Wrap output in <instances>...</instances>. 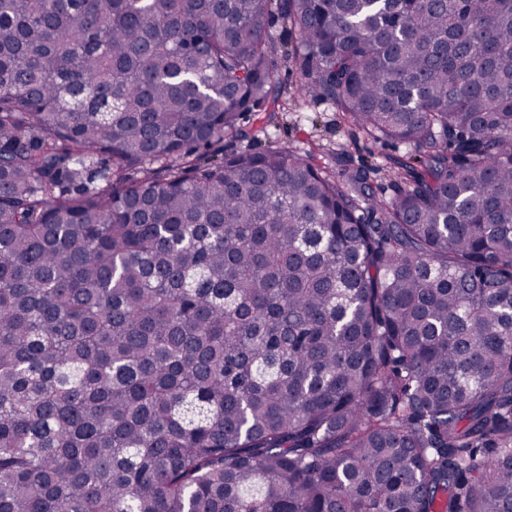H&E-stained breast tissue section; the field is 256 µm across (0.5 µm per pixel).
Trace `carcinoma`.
<instances>
[{
	"label": "carcinoma",
	"mask_w": 512,
	"mask_h": 512,
	"mask_svg": "<svg viewBox=\"0 0 512 512\" xmlns=\"http://www.w3.org/2000/svg\"><path fill=\"white\" fill-rule=\"evenodd\" d=\"M0 512H512V0H0ZM264 33L280 47L276 57L277 77L283 93L268 108V111H274L275 117L268 119L270 112L252 116L247 126L255 138L240 139L229 134L220 144L221 152L242 153L282 147L300 152L321 169L336 166V155L341 154L350 166L375 168L371 176L377 186L376 194L383 199L390 198L393 190L386 167L391 158L404 154L409 147L375 141L358 131L342 112H337L327 102L306 97L300 89L299 76L291 70L284 56L290 53L293 45L285 25L270 19L265 24Z\"/></svg>",
	"instance_id": "cac0c4a2"
}]
</instances>
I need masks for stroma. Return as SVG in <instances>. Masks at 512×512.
Wrapping results in <instances>:
<instances>
[{
  "label": "stroma",
  "instance_id": "stroma-1",
  "mask_svg": "<svg viewBox=\"0 0 512 512\" xmlns=\"http://www.w3.org/2000/svg\"><path fill=\"white\" fill-rule=\"evenodd\" d=\"M264 32L281 50L277 58V76L283 93L272 104L270 112L252 117L249 122L252 137L225 136L221 144L223 152L282 147L300 152L321 169L335 166L340 158L351 166L367 165L374 170L372 179L377 195L390 198L393 190L386 168L391 158L405 153V146L374 140L358 131L346 116L327 102L305 96L299 76L291 70L285 58L293 41L284 24L278 20L268 21Z\"/></svg>",
  "mask_w": 512,
  "mask_h": 512
}]
</instances>
